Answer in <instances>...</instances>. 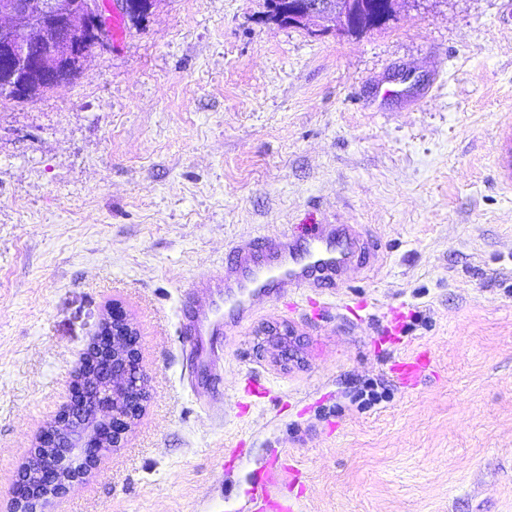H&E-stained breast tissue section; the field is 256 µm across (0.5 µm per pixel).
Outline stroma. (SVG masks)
Segmentation results:
<instances>
[{"label":"stroma","mask_w":512,"mask_h":512,"mask_svg":"<svg viewBox=\"0 0 512 512\" xmlns=\"http://www.w3.org/2000/svg\"><path fill=\"white\" fill-rule=\"evenodd\" d=\"M263 10L157 0L75 82L0 100V501L116 303L149 398L48 512H253L274 460L264 512H512V0H425L348 38ZM325 219L376 261L225 329L212 394L180 327L193 282ZM416 351L408 390L391 367ZM496 170L502 188L512 190V117L499 129L496 144Z\"/></svg>","instance_id":"stroma-1"}]
</instances>
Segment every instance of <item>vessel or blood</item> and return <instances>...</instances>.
I'll return each instance as SVG.
<instances>
[{"label":"vessel or blood","instance_id":"1","mask_svg":"<svg viewBox=\"0 0 512 512\" xmlns=\"http://www.w3.org/2000/svg\"><path fill=\"white\" fill-rule=\"evenodd\" d=\"M496 170L502 188L512 190V118L499 129ZM372 258V247L354 227L328 222L305 240L288 233L242 240L225 259L223 271L202 276L194 285V292L206 295V304L187 300L181 306V326L194 338L196 364L206 368L214 363L215 337L223 335L226 324L248 319L257 302L302 289L322 294L337 287L342 273L367 267ZM427 367V358L418 353L396 363L393 371L413 388Z\"/></svg>","mask_w":512,"mask_h":512}]
</instances>
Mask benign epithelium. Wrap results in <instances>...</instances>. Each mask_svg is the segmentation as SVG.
Returning a JSON list of instances; mask_svg holds the SVG:
<instances>
[{"label":"benign epithelium","mask_w":512,"mask_h":512,"mask_svg":"<svg viewBox=\"0 0 512 512\" xmlns=\"http://www.w3.org/2000/svg\"><path fill=\"white\" fill-rule=\"evenodd\" d=\"M126 0H0V97L25 98L79 75L110 45L107 18ZM363 0H304L288 5V25L313 34H355ZM148 399L138 333L114 303L104 314L74 375L64 409L39 432L40 453L28 451L9 491L8 512H45L121 447Z\"/></svg>","instance_id":"benign-epithelium-1"}]
</instances>
